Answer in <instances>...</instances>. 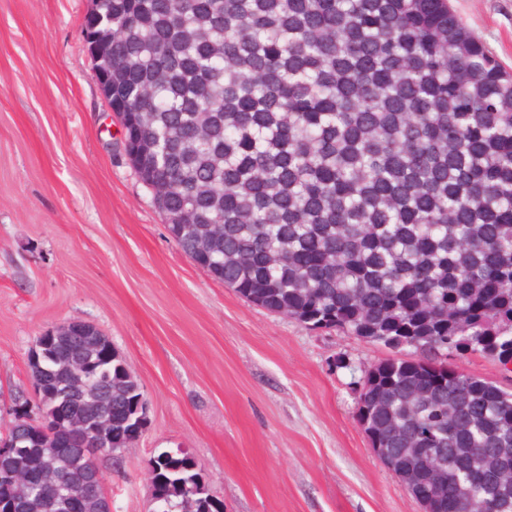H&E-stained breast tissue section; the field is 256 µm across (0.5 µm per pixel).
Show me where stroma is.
<instances>
[{"instance_id":"35a3bbf8","label":"stroma","mask_w":512,"mask_h":512,"mask_svg":"<svg viewBox=\"0 0 512 512\" xmlns=\"http://www.w3.org/2000/svg\"><path fill=\"white\" fill-rule=\"evenodd\" d=\"M512 70V0H449ZM89 0H0V400L31 396L34 340L97 327L149 403L98 466L148 512L153 455L189 449L224 512H424L373 451L354 383L387 349L253 306L171 237L91 77Z\"/></svg>"}]
</instances>
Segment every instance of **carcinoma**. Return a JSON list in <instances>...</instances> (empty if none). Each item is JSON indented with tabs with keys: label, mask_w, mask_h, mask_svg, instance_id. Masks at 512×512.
<instances>
[{
	"label": "carcinoma",
	"mask_w": 512,
	"mask_h": 512,
	"mask_svg": "<svg viewBox=\"0 0 512 512\" xmlns=\"http://www.w3.org/2000/svg\"><path fill=\"white\" fill-rule=\"evenodd\" d=\"M125 143L179 247L250 303L394 355L358 393L359 422L425 512H512V390L451 356L512 361V72L449 0H94ZM46 406L70 395V360L112 412L144 396L125 360L72 336L40 353ZM19 463L70 472L15 486L20 512H68L89 477L63 434L18 417ZM164 512H224L199 461L148 460Z\"/></svg>",
	"instance_id": "cac0c4a2"
}]
</instances>
